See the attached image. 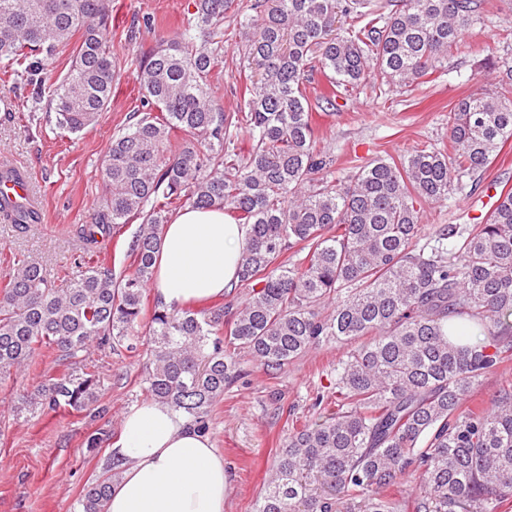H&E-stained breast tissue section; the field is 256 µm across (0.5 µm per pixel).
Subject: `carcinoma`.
<instances>
[{"label":"carcinoma","mask_w":512,"mask_h":512,"mask_svg":"<svg viewBox=\"0 0 512 512\" xmlns=\"http://www.w3.org/2000/svg\"><path fill=\"white\" fill-rule=\"evenodd\" d=\"M191 2L179 38L135 50L143 111L112 138L105 193L78 231L88 246L141 219L128 247L133 272L116 278L99 259L67 288L28 259L5 274L0 380L43 349L64 366L21 396L16 414L107 415L91 348L134 349L171 208L219 207L250 225L239 272L249 296L228 312L154 308L148 396L206 431L211 406L241 375L225 346L278 371L313 347L349 344L336 364V409L288 436L257 512H498L512 497V383L486 407L465 403L512 358V190L482 224H437L424 240L421 231L424 206L479 190L478 174L512 139V69L448 111V148L354 160L342 178L329 173L315 121L373 78L383 95L444 67L489 17L490 0H240L238 33L255 73L244 75L235 121L208 83L229 0ZM111 21L112 0H0V59L13 65L0 92L35 80L58 126L83 131L110 106L120 75ZM142 27L152 18L133 20L127 45ZM66 52L59 78L46 63ZM317 74L329 90L312 99ZM234 124L252 136L246 155ZM303 250L302 261L287 258ZM411 469L419 487L391 496ZM115 476L89 483L76 512H104Z\"/></svg>","instance_id":"1"}]
</instances>
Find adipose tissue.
<instances>
[{
  "label": "adipose tissue",
  "instance_id": "adipose-tissue-1",
  "mask_svg": "<svg viewBox=\"0 0 512 512\" xmlns=\"http://www.w3.org/2000/svg\"><path fill=\"white\" fill-rule=\"evenodd\" d=\"M249 227L223 210L185 208L163 228L151 287L165 307L223 295L237 282ZM122 472L106 512H224L229 482L209 437L155 402L127 412L111 447Z\"/></svg>",
  "mask_w": 512,
  "mask_h": 512
}]
</instances>
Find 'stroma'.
Segmentation results:
<instances>
[{
  "label": "stroma",
  "mask_w": 512,
  "mask_h": 512,
  "mask_svg": "<svg viewBox=\"0 0 512 512\" xmlns=\"http://www.w3.org/2000/svg\"><path fill=\"white\" fill-rule=\"evenodd\" d=\"M189 0H112V30L126 31L135 17L150 15L155 27L142 31L140 42L153 46L158 38L174 39L184 28ZM489 21L473 26L455 50L448 70L427 75L424 83L406 92L377 95L365 87L336 100V109L317 115L318 135L334 159L336 177L345 176L354 157H398L424 146L448 142V112L470 89L494 88L496 63L512 59V0H495ZM236 6L224 18V54L211 87L225 114L237 112L242 85L243 54L233 34ZM122 64L121 78L106 112L82 132L59 128L55 118L37 104L32 87L16 97L0 99V158L26 169L40 198L41 221L20 231L0 223V275L15 260L28 258L43 265L57 285L81 278V243L77 225L89 223L103 193L100 166L112 138L141 107L132 76L131 52L113 45ZM469 84H462V77ZM485 191L459 194L452 206H426L424 232L437 224H465L485 217L493 208L491 189L512 188V140L481 174ZM147 336H140L136 351L106 354L92 351L103 384L106 421L66 411L33 418H15L12 407L24 392L33 390L45 374L59 371L49 352L35 356L33 365L14 382L0 387V512H74L86 485L110 462L109 450L122 433V418L146 402L141 382L145 372ZM342 344L309 350L284 369L267 371L247 353L237 358L243 377L227 387L210 412L208 436L224 458L230 490L224 512H255L288 433L322 413L323 403L336 399V364L346 353ZM108 436L101 447L89 449L85 440L99 428Z\"/></svg>",
  "instance_id": "obj_1"
}]
</instances>
